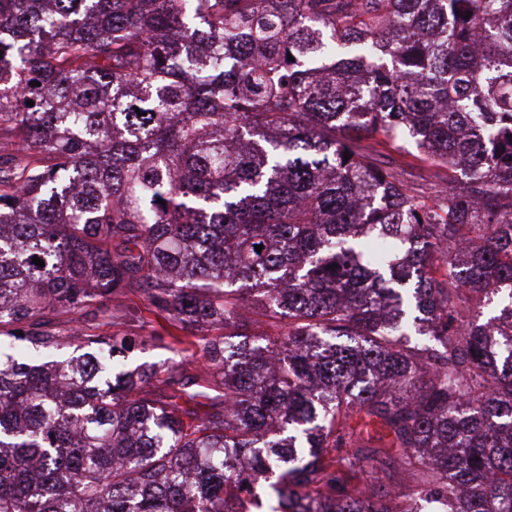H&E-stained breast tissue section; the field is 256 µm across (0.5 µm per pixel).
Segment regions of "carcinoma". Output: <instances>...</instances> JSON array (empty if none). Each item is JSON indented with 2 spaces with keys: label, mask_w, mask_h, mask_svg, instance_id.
Here are the masks:
<instances>
[{
  "label": "carcinoma",
  "mask_w": 512,
  "mask_h": 512,
  "mask_svg": "<svg viewBox=\"0 0 512 512\" xmlns=\"http://www.w3.org/2000/svg\"><path fill=\"white\" fill-rule=\"evenodd\" d=\"M5 29L0 512H512V0H0Z\"/></svg>",
  "instance_id": "obj_1"
}]
</instances>
